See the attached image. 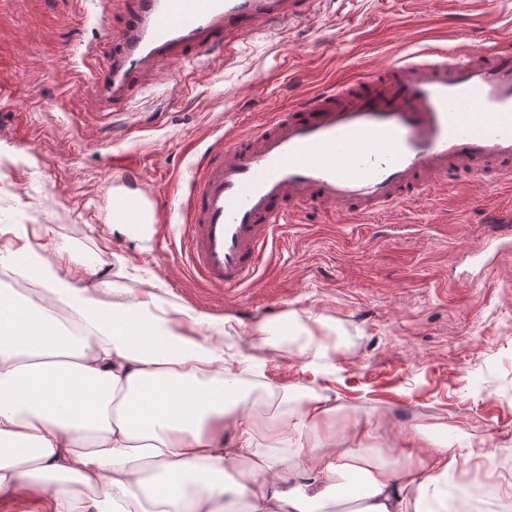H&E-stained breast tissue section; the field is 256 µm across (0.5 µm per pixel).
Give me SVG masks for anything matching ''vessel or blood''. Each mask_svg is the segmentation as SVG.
<instances>
[{
  "label": "vessel or blood",
  "instance_id": "1",
  "mask_svg": "<svg viewBox=\"0 0 512 512\" xmlns=\"http://www.w3.org/2000/svg\"><path fill=\"white\" fill-rule=\"evenodd\" d=\"M311 0H134L122 46L86 87L127 95L136 67L180 52L233 55L243 34ZM512 183V47L395 53L377 74L301 97L256 126L224 135L197 167L186 199L183 255L208 287L252 283L287 217L355 218L408 206L433 183Z\"/></svg>",
  "mask_w": 512,
  "mask_h": 512
}]
</instances>
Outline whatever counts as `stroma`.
<instances>
[{"label":"stroma","mask_w":512,"mask_h":512,"mask_svg":"<svg viewBox=\"0 0 512 512\" xmlns=\"http://www.w3.org/2000/svg\"><path fill=\"white\" fill-rule=\"evenodd\" d=\"M489 4L491 29L481 20ZM131 8L0 0V225L19 227L0 234V255L29 242L110 306L158 283L164 304L223 319L234 355L249 352L257 324L295 337L323 320L332 368L307 366L295 346L267 356L251 377L254 414L276 411L267 386H292L340 404V438L365 426L399 443L421 428L452 447L468 437L492 454L496 473L458 467L447 493L459 483L484 490L468 512H500L512 502V251L484 243L512 193L463 180L369 221L300 213L254 282L234 292L187 271L167 202L229 127L368 76L402 49L512 45V0H313L308 16L256 29L233 57L172 54L143 67L126 98L100 109L82 91L92 54L120 52L110 35ZM126 168L137 171L136 190ZM131 191L151 223H120L116 202Z\"/></svg>","instance_id":"1"}]
</instances>
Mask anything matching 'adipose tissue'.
<instances>
[{"label":"adipose tissue","mask_w":512,"mask_h":512,"mask_svg":"<svg viewBox=\"0 0 512 512\" xmlns=\"http://www.w3.org/2000/svg\"><path fill=\"white\" fill-rule=\"evenodd\" d=\"M5 261L41 300L0 289V499L81 512L91 491L94 512H323L336 488L355 512H430L439 483L485 456L423 429L418 454L392 464L368 427L350 445L318 447L311 432L331 428L339 410L330 398L274 390L297 407L268 420L246 406L242 375L271 347L268 324L253 330V355L233 358L211 339L222 320L163 306L149 291L105 308L28 244Z\"/></svg>","instance_id":"ef3b65f1"}]
</instances>
